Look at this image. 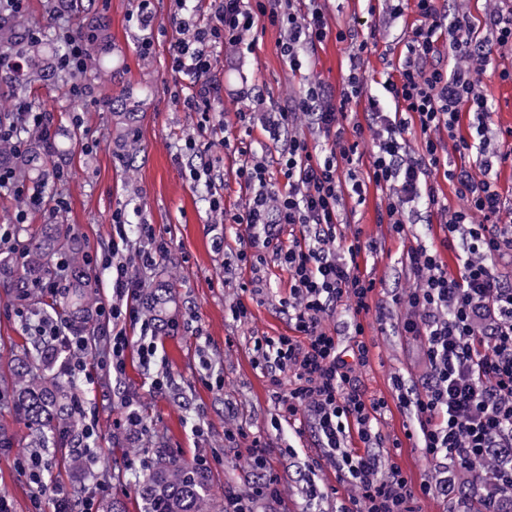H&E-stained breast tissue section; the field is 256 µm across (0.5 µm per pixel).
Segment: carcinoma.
I'll list each match as a JSON object with an SVG mask.
<instances>
[{"instance_id": "1", "label": "carcinoma", "mask_w": 512, "mask_h": 512, "mask_svg": "<svg viewBox=\"0 0 512 512\" xmlns=\"http://www.w3.org/2000/svg\"><path fill=\"white\" fill-rule=\"evenodd\" d=\"M52 16L46 15V26L35 33L21 22H9L0 17V54H11L24 64L31 80L55 78L56 83L72 85L95 81L106 72L102 67L93 72L83 69L61 75L50 70V60L65 51V44L50 33ZM71 37L87 43L91 58L100 56L108 26L100 22L96 26L85 25L76 16L69 25ZM103 106L114 111L112 94L103 91ZM125 111L116 112L120 133L131 147H136L134 127L127 124L128 111L135 107L132 97L124 98ZM18 134L27 142V151L17 155L13 148L0 144V155L12 158L10 162L20 182L41 186L52 172L53 156L57 152L55 137L47 129H19ZM74 247V239L68 227L58 224L41 233L28 237L25 244L26 260L20 266L0 260V276L7 284L19 287L18 297L31 294L30 286L41 284L51 276L50 259L64 247ZM95 298V284L88 275L74 273L59 281L54 305L79 315ZM172 294L167 288H144L139 299L144 308L161 321ZM45 348L34 345L30 350L14 356L10 363L9 387L16 418L30 432L32 448H46L49 442L63 447L65 438L75 423L74 404L76 384L50 372L45 366ZM464 482L467 491H477L475 506L481 512H512V499L502 498L487 476L488 465L477 463L466 468ZM137 512H225L224 501L213 492L211 472L184 459L163 453L155 460L151 472L137 487Z\"/></svg>"}]
</instances>
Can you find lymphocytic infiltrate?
Wrapping results in <instances>:
<instances>
[{
    "mask_svg": "<svg viewBox=\"0 0 512 512\" xmlns=\"http://www.w3.org/2000/svg\"><path fill=\"white\" fill-rule=\"evenodd\" d=\"M391 14L412 8L417 16L407 32L406 52L382 94L367 93L361 68L374 44L362 39L353 47L350 68L338 105L327 102L318 79L268 112L263 124L279 142L276 159L286 184L278 188L269 168L250 146L237 147L239 181L252 188L241 208L225 209L211 197L212 211L224 214L231 228L244 230L246 247L237 258L250 272L252 295L266 286L264 267L273 260L286 270L290 289L279 309L290 334L253 339L255 364L269 377L275 414L271 426L305 424L319 447L329 449L340 479L354 484L356 496L337 512H415L417 497L434 494L429 481L412 484L400 467L384 462V449H399L403 440L386 437L379 423L391 406L412 412L415 424L405 438L415 441L429 460L451 466L484 460L491 449L512 450V206H506L497 174L512 163V147L491 144V106L480 88L491 69V54L479 44L465 4L444 14L436 0H386ZM209 0L210 18L200 22L187 0H173L178 38L171 45L170 68L187 79L177 96L184 111L208 114L219 88L211 83L214 49L235 48L259 22L279 27V44L291 71H299L317 45L328 37L345 41L344 30H330L321 0ZM366 101L362 120L345 121L354 104ZM472 116L470 132L457 128L462 113ZM321 136L312 143L309 132ZM454 138L446 148L443 137ZM456 153L458 162L448 160ZM369 156L368 181L357 166ZM445 180L458 204L448 208L434 185ZM389 190L379 216L392 235L407 239L416 224L440 216L439 243L413 242L400 256L408 272L404 286L393 290L391 304L400 316L388 323L386 306L372 305L376 282L362 274L358 259L376 251L358 225L342 222L345 197L364 199L368 184ZM302 228L301 238L284 239ZM461 248L458 272H449L445 251ZM140 286L124 264L112 269L115 304L99 314L112 329L95 355L91 381L120 377L129 338L120 319H137L130 305ZM126 307H119V300ZM345 328L329 326L335 314ZM374 314L379 326L416 342L429 365L422 385L392 373L391 398H372L362 382L370 362L363 315ZM43 339L59 342L69 355L66 375L88 373L87 341L65 335L57 323L42 318L35 325ZM351 340L342 344L341 331ZM359 445L346 447L348 437Z\"/></svg>",
    "mask_w": 512,
    "mask_h": 512,
    "instance_id": "1",
    "label": "lymphocytic infiltrate"
}]
</instances>
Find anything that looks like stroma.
<instances>
[{
	"label": "stroma",
	"instance_id": "stroma-1",
	"mask_svg": "<svg viewBox=\"0 0 512 512\" xmlns=\"http://www.w3.org/2000/svg\"><path fill=\"white\" fill-rule=\"evenodd\" d=\"M82 17L93 24L109 23L108 48L112 64L105 84L113 97L135 93L138 99L136 135L139 148L129 153L115 128L111 113L99 104L96 85L86 87L82 97L60 96L50 82L29 86V97L38 99L50 112L52 128L60 143L70 137L78 142L71 151L57 155L55 166L64 171L54 180L45 201L64 197L65 210L58 214L36 211L30 214L28 230L49 224L67 225L75 247L85 261L84 272L96 282L99 303L111 299L109 272L102 260L112 238V213L123 209L128 223L152 224L169 251L153 268H139L138 240H131L118 256L144 287L168 288L173 296L167 305V321L156 330L157 353L151 364L140 360V324L125 322L129 338L125 370L119 382L95 386L77 377L78 397L86 421L95 425L97 437L82 468L63 464L53 451H46V487L60 486L71 494L94 491L96 498L118 496L135 501V479L148 472L157 450L192 462L205 457L215 477L216 496L247 495L261 477L274 479L278 496L258 500L255 512H335L337 502L355 493L352 485L339 480L336 466L324 449L318 448L311 429L299 433L274 430L271 387L254 364L252 340L257 336L288 333V319L279 313L277 297L288 294V274L269 263L266 278L269 295L251 300L248 321H235L230 307L243 294L239 288L247 274L236 265L240 244L235 234L224 231L221 214L212 212L209 200L222 197L224 207L235 210L249 196V188L236 177L238 163L231 147L248 139L252 149L273 165L278 147L261 130L245 133L237 112L242 103L235 90L258 87L265 106L282 102L299 91L308 77L315 76L339 95L352 54L351 42L329 39L314 52L309 67L292 72L282 58L278 27L258 28L245 45L235 51L217 50L211 79L221 92L211 104L208 118L182 111L176 101L185 82L168 64L169 49L178 32L171 22L170 0H153L152 9L160 25L151 54L138 48L141 33L131 20L133 0H82ZM325 17L330 27L354 29L359 36L373 35L377 50L365 66L368 91H378L392 64L404 51L406 33L416 21L405 11L396 21L382 13L368 14L366 0H325ZM195 137L197 150L185 153L184 141ZM212 167L211 181L194 182L190 169ZM386 192L368 186L363 204L347 201L343 218L359 225L364 237L375 239L378 249L360 267L376 281L373 302H387L391 291L406 278L398 262L402 243L378 221ZM20 303L14 294L0 287V366L7 363L32 339L31 329L18 315ZM366 341L370 366L363 376L368 395L390 396L392 373L410 379L421 378L426 364L412 340L381 331L369 323ZM167 376L171 387L155 389V377ZM135 408L142 418L139 426L125 424V411ZM413 417L392 408L381 422L383 433L403 438L394 461L413 483L427 480L445 483L448 467L426 461L414 442L403 437ZM0 423L14 433V445L0 451V496L9 499L13 512H31L36 493L27 475L16 466L29 453L25 426L10 411L9 394L0 395ZM234 424L243 434L235 444L224 442V428ZM261 437L269 461L267 474H260L248 462L254 437ZM293 452H286V445ZM321 491L317 503L305 496L307 481Z\"/></svg>",
	"mask_w": 512,
	"mask_h": 512
}]
</instances>
